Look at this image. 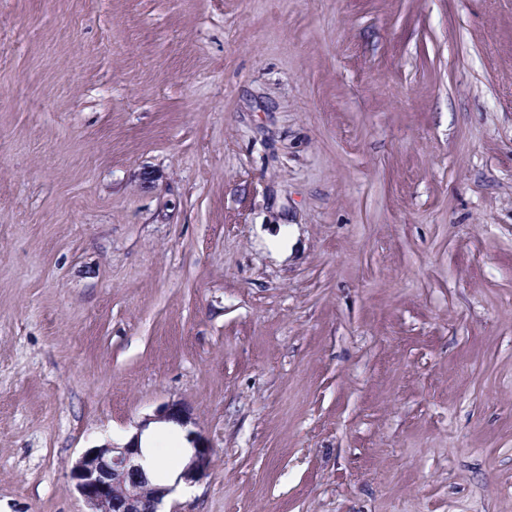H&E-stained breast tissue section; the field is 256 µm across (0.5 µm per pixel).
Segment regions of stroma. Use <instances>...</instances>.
<instances>
[{"label": "stroma", "mask_w": 512, "mask_h": 512, "mask_svg": "<svg viewBox=\"0 0 512 512\" xmlns=\"http://www.w3.org/2000/svg\"><path fill=\"white\" fill-rule=\"evenodd\" d=\"M172 401L177 512H512V0H0V512ZM187 437L191 443V453L187 461H182L181 469L174 485H155L152 488V499L148 509L150 512H161V505L174 492L178 481L181 480L189 484L197 483L207 474L213 456V448L206 445L202 435L197 431L188 430Z\"/></svg>", "instance_id": "obj_1"}]
</instances>
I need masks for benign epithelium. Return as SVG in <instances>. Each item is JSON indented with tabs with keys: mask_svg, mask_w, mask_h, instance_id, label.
Here are the masks:
<instances>
[{
	"mask_svg": "<svg viewBox=\"0 0 512 512\" xmlns=\"http://www.w3.org/2000/svg\"><path fill=\"white\" fill-rule=\"evenodd\" d=\"M162 422L187 430L191 443V453L181 463L177 480L192 484L205 477L213 448L206 445L199 432L188 429L192 424L189 409L181 403L168 402L143 419L137 431L123 445L106 442L87 449L76 459L70 469V477L90 512H141L140 487L150 481L142 436L150 424ZM174 490L175 486L170 484L154 486L149 512H160L164 500Z\"/></svg>",
	"mask_w": 512,
	"mask_h": 512,
	"instance_id": "1",
	"label": "benign epithelium"
}]
</instances>
